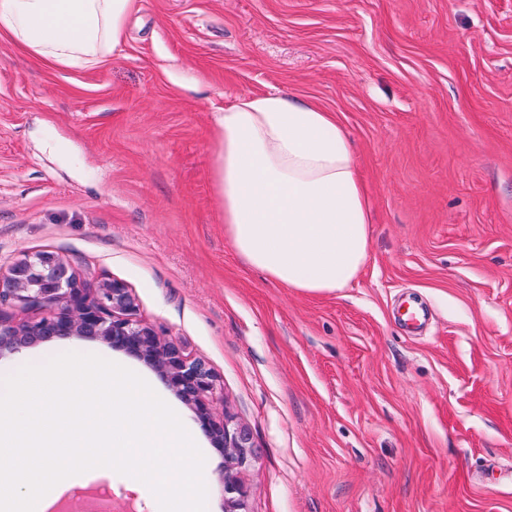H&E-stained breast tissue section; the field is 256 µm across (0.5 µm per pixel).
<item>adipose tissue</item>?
<instances>
[{
    "label": "adipose tissue",
    "instance_id": "obj_1",
    "mask_svg": "<svg viewBox=\"0 0 512 512\" xmlns=\"http://www.w3.org/2000/svg\"><path fill=\"white\" fill-rule=\"evenodd\" d=\"M137 0H0V34L39 60L94 64L116 51ZM215 181L238 256L310 293L362 270L370 205L333 112L282 92L237 97L215 115Z\"/></svg>",
    "mask_w": 512,
    "mask_h": 512
}]
</instances>
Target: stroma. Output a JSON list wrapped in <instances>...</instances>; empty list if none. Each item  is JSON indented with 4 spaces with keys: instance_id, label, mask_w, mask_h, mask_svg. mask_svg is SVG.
I'll return each instance as SVG.
<instances>
[{
    "instance_id": "stroma-1",
    "label": "stroma",
    "mask_w": 512,
    "mask_h": 512,
    "mask_svg": "<svg viewBox=\"0 0 512 512\" xmlns=\"http://www.w3.org/2000/svg\"><path fill=\"white\" fill-rule=\"evenodd\" d=\"M276 90L335 112L369 199L333 293L224 234L214 114ZM36 250L211 369L253 436L246 512H512V0H138L75 69L0 38V266ZM88 488L159 512L133 477Z\"/></svg>"
}]
</instances>
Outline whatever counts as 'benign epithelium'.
I'll list each match as a JSON object with an SVG mask.
<instances>
[{
    "label": "benign epithelium",
    "instance_id": "benign-epithelium-1",
    "mask_svg": "<svg viewBox=\"0 0 512 512\" xmlns=\"http://www.w3.org/2000/svg\"><path fill=\"white\" fill-rule=\"evenodd\" d=\"M21 307L48 312L32 322H17L8 312ZM99 339L144 360L195 412L201 426L224 454V512H245L247 488L239 471L255 460L250 431L210 406L215 388L211 370L163 340L137 318L134 297L116 279L90 288L56 253L25 254L0 269V354L55 338Z\"/></svg>",
    "mask_w": 512,
    "mask_h": 512
}]
</instances>
